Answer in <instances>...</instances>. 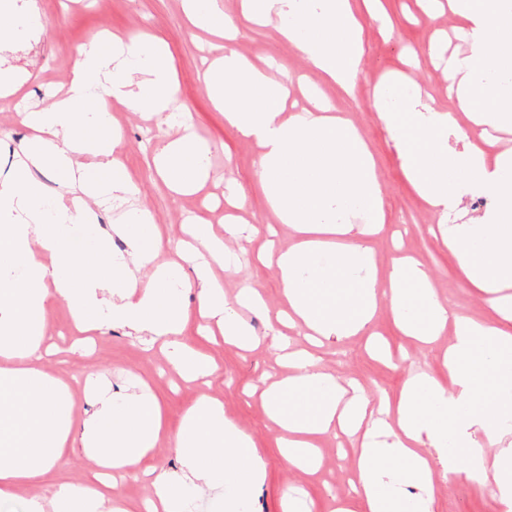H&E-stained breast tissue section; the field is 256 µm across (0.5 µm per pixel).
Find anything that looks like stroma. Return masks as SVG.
Instances as JSON below:
<instances>
[{"label":"stroma","mask_w":512,"mask_h":512,"mask_svg":"<svg viewBox=\"0 0 512 512\" xmlns=\"http://www.w3.org/2000/svg\"><path fill=\"white\" fill-rule=\"evenodd\" d=\"M390 26L371 19L363 21L364 58L359 83L351 91L320 82L316 69L286 42L278 40L269 28L243 27L236 47L258 66L276 60L291 79L319 81L325 97L337 111L356 125L369 144L376 161L384 205L391 221L384 235L373 237L369 245L379 274H386L394 259L412 256L429 269L433 286L441 302L450 304L461 315L485 318L489 310L482 296L463 285L457 266L448 251L436 241L433 231L435 215L416 195L401 168L394 144L379 121L369 96L370 88L384 77L405 71L410 54H417L422 77L431 83L430 91L443 106H450L448 84L435 71L427 55L428 35L436 28H448V16L434 19L420 13L415 0H383ZM37 6L46 25L36 42L13 57L14 64L27 71L28 79L19 96L0 109V170L9 171L19 146L32 132L20 122L19 112L27 106H50L69 83L79 59L78 48L100 33L109 31L121 36H142L163 41L170 63L177 75V105L192 124L197 138L211 150L209 179L197 193L189 196L171 194L154 167L155 154L177 136V128L159 124L144 112H131L113 104L110 120L122 133L121 158L135 181L144 202L152 211L163 241L160 260H172L187 235L183 225L187 218L220 230L224 222V192L228 183L239 184L248 196L240 216L244 225L254 227L251 239L232 243L239 264L220 271L227 297H234L243 286L259 289L270 310L284 306L281 286L275 270L262 266L260 252L270 246L287 245L285 235H269L272 217L258 183L260 150L240 140L224 122V116L212 105L204 80L208 59L220 55L224 42L195 28L182 11L180 0H38ZM187 319L180 340L212 357L219 374L207 386V393L224 404V414L246 433L265 464V477L250 504L251 512H282V499L289 488H302L314 503L315 512H332L342 502H352L355 479V445L353 438L341 433L320 437L317 446L321 463L312 473L288 465L279 448V428L267 418L260 395L250 394L262 374L287 375L279 363V350L265 343L266 319L263 315L241 310L261 343L249 351L226 345L218 334L201 331L195 294L184 297ZM48 334L60 349L44 366L46 372L67 381L77 401L76 416H83L87 402L83 381L87 373L102 372L113 390H121L129 378L146 382L162 404L166 433L150 455V464L169 471L179 470L175 437L184 411L191 406L198 387L179 381L167 364L163 341L145 348L143 341L128 336L125 329L106 327L95 331L86 355L71 354L75 337L68 309L63 302L48 307ZM374 330L389 345L393 359L380 362L366 350V339L354 336L325 342L317 354L323 370L340 384L358 380L370 400L380 395H396L408 375L427 372L441 375L440 360L448 346L440 337L435 346L423 347L394 326L388 312H380ZM434 512H497L490 490L465 478L444 475L435 467Z\"/></svg>","instance_id":"1"}]
</instances>
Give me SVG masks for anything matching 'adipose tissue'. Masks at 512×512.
<instances>
[{"mask_svg": "<svg viewBox=\"0 0 512 512\" xmlns=\"http://www.w3.org/2000/svg\"><path fill=\"white\" fill-rule=\"evenodd\" d=\"M243 17L274 25L326 80L351 89L363 63V27L352 0H242ZM463 19L457 36L466 55L431 40L430 58L457 102L438 106L428 80L392 75L372 90L373 109L390 132L414 191L437 216L442 243L462 281L484 294L492 319L451 313L437 299L427 267L395 260L379 277L369 235L388 216L372 154L358 129L336 113L316 83H288L233 48L241 29L214 0H184L197 27L228 45L206 72L210 99L241 140L261 149L258 178L276 223L294 244L261 254L275 269L288 303L269 319L268 339L281 350L291 376L263 392L265 413L281 430L282 456L296 469L319 464L317 436L333 430L361 433L355 450L363 512H433L434 464L493 484V498L512 512V148L487 157L463 138L456 117L512 131V0H448ZM0 54L37 36L44 23L29 0H0ZM65 96L44 109L25 111L34 135L17 164L0 174V502L25 498V512H196L193 501L227 504L239 512L261 483L264 465L250 438L224 415L216 397L203 394L186 409L175 446L181 468L169 472L147 459L165 432L161 404L149 389L111 393L102 375L88 374L92 409L75 422L66 383L42 368L53 356L47 342L50 301L65 302L77 332L107 325L133 336L168 339V361L187 382L211 376L207 357L177 342L186 311L182 298L196 292L199 316L215 323L225 342L253 347L257 338L234 310L266 312L252 287L228 299L214 265H230L226 240L238 238L235 210L247 202L232 192L225 203L224 235L193 224L195 246L181 261L156 264L162 239L153 216L120 161V133L108 115L113 103L133 112H169L177 81L161 41L97 38L78 50ZM308 108L288 109L295 95ZM208 153L190 127L168 142L156 167L168 188L186 194L208 177ZM57 170L62 190L49 196L32 172ZM471 193L494 205L486 220L452 224L449 211ZM121 213L103 229L96 204ZM125 247L113 249V237ZM394 324L421 342L452 337L442 365L447 382L410 376L398 396L370 402L357 386L323 372L315 347L331 338L366 332L380 306ZM300 322L308 347L289 350L282 328ZM495 449L486 461L481 443ZM81 451L90 468L77 484L47 487L64 455ZM134 475L149 498L132 506L112 497L116 474ZM43 494H35V487Z\"/></svg>", "mask_w": 512, "mask_h": 512, "instance_id": "obj_1", "label": "adipose tissue"}]
</instances>
